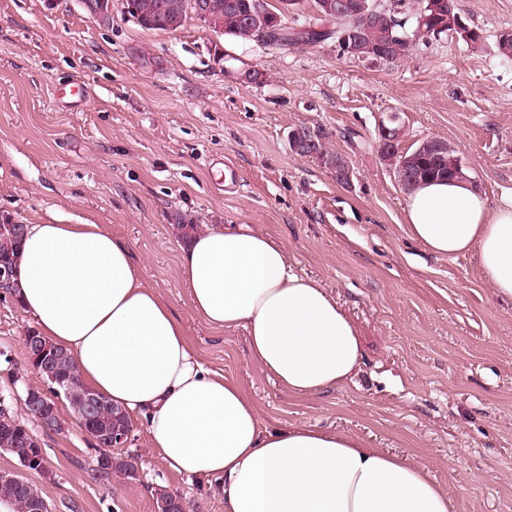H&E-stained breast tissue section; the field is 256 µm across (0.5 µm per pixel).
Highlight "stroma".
Returning a JSON list of instances; mask_svg holds the SVG:
<instances>
[{"label": "stroma", "mask_w": 512, "mask_h": 512, "mask_svg": "<svg viewBox=\"0 0 512 512\" xmlns=\"http://www.w3.org/2000/svg\"><path fill=\"white\" fill-rule=\"evenodd\" d=\"M483 35L416 40L407 60L355 61L335 42L281 50L214 33L191 19L148 31L112 0L103 26L82 0H0V215L25 224L105 225L131 247L144 283L172 307L192 350L236 381L265 423L346 431L427 468L452 512H512V302L499 299L478 255L430 253L405 226L407 191L377 148L398 113L403 148L454 144L490 202L512 196V60L495 50L512 0H459ZM152 59L144 65L135 50ZM265 75L249 83V70ZM85 82L76 108L56 94ZM327 133L349 184L291 152L290 130ZM232 160L236 183L217 179ZM250 224L279 240L295 273L336 295L362 341L358 374L316 396H293L251 361L243 329H215L193 310L178 265L182 231ZM33 317L0 301V397L42 379L27 363ZM63 430L29 419L47 460L28 472L50 512H157L158 492L186 512H224L216 481L168 468L142 419L115 449L137 476L91 477L96 453L66 400Z\"/></svg>", "instance_id": "obj_1"}]
</instances>
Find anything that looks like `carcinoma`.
Returning <instances> with one entry per match:
<instances>
[{
  "label": "carcinoma",
  "mask_w": 512,
  "mask_h": 512,
  "mask_svg": "<svg viewBox=\"0 0 512 512\" xmlns=\"http://www.w3.org/2000/svg\"><path fill=\"white\" fill-rule=\"evenodd\" d=\"M191 2L192 0H134V19L148 30L177 31L187 21ZM203 2L208 9L203 23L237 41L250 42L258 41L260 37L257 32L248 31L244 25L245 19L250 18L260 26L275 27L284 23L286 13L299 8L304 0H278V8L270 0ZM367 4L374 6L368 15L341 11L329 17L317 16L315 23L307 28L297 30L285 26L281 34H268L264 43L283 49L329 39L338 43L345 32L358 27L361 35L349 40L340 55L358 61L379 59L395 64L410 56L414 39L450 35L461 18L458 0H435L437 14L429 17L422 25L418 24L416 18H411V30L407 31L398 19L404 12L411 11L410 4L403 0H383L377 6L374 5V0H367ZM496 49L499 56L512 59V30H503L497 35ZM308 155L310 154L306 152L299 153L301 157ZM310 156L335 175L350 171L346 158L326 146L323 134L317 140L314 154ZM381 159L394 168L396 178L406 189L429 179H455L461 172L465 173L463 179H470L467 168L461 167L456 148L446 140L436 149L434 143L426 139L411 151L404 154L393 152L381 156ZM19 228L21 225L12 216H0V268L10 271L13 276L16 275L24 236ZM53 371L56 378L62 381L80 379L76 363L62 350L53 363ZM114 426L131 429L128 417L112 413V405L107 402L95 414L92 431L100 443L104 444ZM0 451L16 455L20 465L29 471L41 472L46 468V458L37 437L11 410L6 414L0 412ZM106 459L107 465L103 474H96L94 478L108 479L114 473L131 479L136 477L137 466L134 461L116 457L111 453L106 455ZM33 505H47L36 485L12 471L6 476L0 475V508L5 509V512H32Z\"/></svg>",
  "instance_id": "obj_1"
}]
</instances>
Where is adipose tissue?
Returning <instances> with one entry per match:
<instances>
[{"instance_id":"obj_1","label":"adipose tissue","mask_w":512,"mask_h":512,"mask_svg":"<svg viewBox=\"0 0 512 512\" xmlns=\"http://www.w3.org/2000/svg\"><path fill=\"white\" fill-rule=\"evenodd\" d=\"M405 213L430 252L477 250L495 294L512 299V197L493 206L469 182L427 181ZM179 267L194 310L213 328L244 329L252 361L289 394L356 376L352 320L320 281L292 271L276 239L214 226L181 246ZM13 289L87 386L145 415L169 468L220 481L224 512H449L447 491L404 457L346 432L265 424L238 383L200 361L128 244L103 225H27Z\"/></svg>"}]
</instances>
